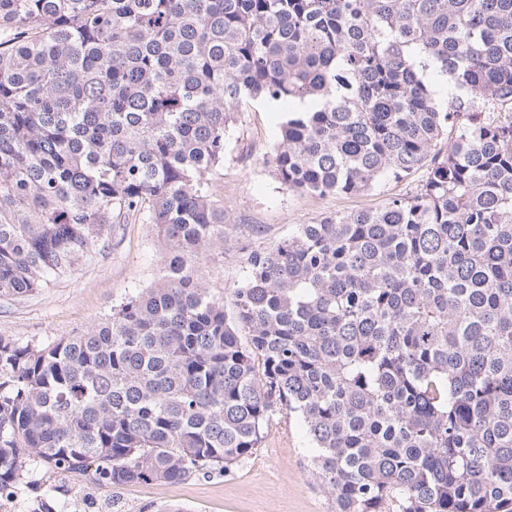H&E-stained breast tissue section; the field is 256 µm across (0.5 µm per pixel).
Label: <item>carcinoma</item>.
<instances>
[{
	"mask_svg": "<svg viewBox=\"0 0 512 512\" xmlns=\"http://www.w3.org/2000/svg\"><path fill=\"white\" fill-rule=\"evenodd\" d=\"M251 101L289 190L425 176L248 251L226 300L197 259ZM140 220L152 287L0 336V497L227 473L293 415L335 512H512V0H0V298Z\"/></svg>",
	"mask_w": 512,
	"mask_h": 512,
	"instance_id": "carcinoma-1",
	"label": "carcinoma"
}]
</instances>
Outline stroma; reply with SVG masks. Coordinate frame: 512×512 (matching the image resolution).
Instances as JSON below:
<instances>
[{
    "label": "stroma",
    "mask_w": 512,
    "mask_h": 512,
    "mask_svg": "<svg viewBox=\"0 0 512 512\" xmlns=\"http://www.w3.org/2000/svg\"><path fill=\"white\" fill-rule=\"evenodd\" d=\"M280 113L263 104L241 106L230 129L224 167L213 180L235 231L224 246V263L206 267L211 288L230 292L245 277V255L283 238L296 225L336 213L375 210L391 196L414 189L418 177L350 195L311 196L286 189L269 158L277 143ZM162 248L151 225H124L109 248L92 249L70 274L50 288L21 299H0V336L25 343L72 335L110 313L113 305L161 276ZM311 450L299 419L274 420L250 458L227 474L196 475L169 484L108 487L85 477L65 479L37 471L19 486L9 512H28L37 493L62 483L61 512H158L176 505L184 512H333L330 494L310 476Z\"/></svg>",
    "instance_id": "obj_1"
}]
</instances>
